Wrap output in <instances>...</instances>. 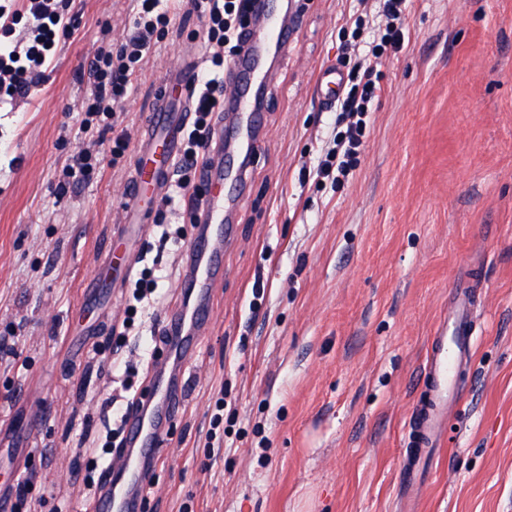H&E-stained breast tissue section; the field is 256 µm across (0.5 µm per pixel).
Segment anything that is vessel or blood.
Listing matches in <instances>:
<instances>
[{
    "label": "vessel or blood",
    "mask_w": 512,
    "mask_h": 512,
    "mask_svg": "<svg viewBox=\"0 0 512 512\" xmlns=\"http://www.w3.org/2000/svg\"><path fill=\"white\" fill-rule=\"evenodd\" d=\"M256 13L263 26L247 33L241 53L231 64L232 92L225 101L226 111L240 121L236 134L247 151L254 144L253 132L260 122L256 102L264 61L281 50L288 39L272 10L271 0H256ZM196 84L197 70L193 64L175 66L165 79L166 88L159 102L146 115L134 154L133 175L124 193L125 212L133 216L135 223L145 220L142 203L147 193H159L173 177L180 134L193 105ZM343 88L341 69H319L314 84L318 97L327 104H335ZM223 153V143H216L201 174L204 194L198 210L199 226L188 249L186 273L179 284L183 303L166 318V357L154 370L145 392L135 399L125 424V458L119 466L105 468L91 503L93 512H138L139 501L165 452V423L186 401L184 365L210 320V297L224 277L216 251L225 233ZM474 308L470 290H458L447 315L429 338L428 356L420 374L421 398L408 422L403 512H418L413 488L427 461L436 456L448 415L462 392L459 370L470 360L475 346Z\"/></svg>",
    "instance_id": "b4317fda"
}]
</instances>
